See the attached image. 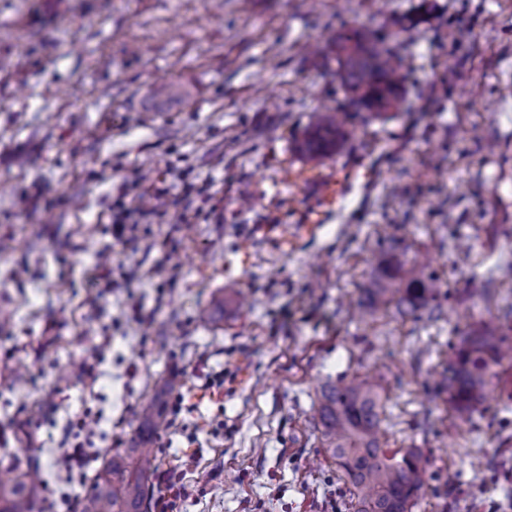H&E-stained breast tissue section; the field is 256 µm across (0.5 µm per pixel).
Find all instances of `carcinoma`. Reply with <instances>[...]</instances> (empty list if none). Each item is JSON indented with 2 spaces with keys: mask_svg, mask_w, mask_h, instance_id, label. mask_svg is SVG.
Listing matches in <instances>:
<instances>
[{
  "mask_svg": "<svg viewBox=\"0 0 512 512\" xmlns=\"http://www.w3.org/2000/svg\"><path fill=\"white\" fill-rule=\"evenodd\" d=\"M336 76L344 90L341 111L380 116L406 109L405 77L396 48L367 30L336 34ZM347 133L336 110L311 114L298 151L311 159L337 152ZM375 277L360 291V305L375 311L390 304L405 315L440 313L441 285L424 260L406 261L392 247L375 259ZM504 359L495 331L487 325L463 332L448 354L439 393L455 418L471 420L487 392L486 373ZM382 397L368 378L323 388L314 417L322 427L325 453L348 487L350 512H412L422 495L428 461L419 448L390 451L380 440ZM142 428L129 448L108 454L91 485L78 496L75 512H148L146 489L157 456L154 434L165 425L163 404L140 405ZM42 472L31 460L0 478V512H44Z\"/></svg>",
  "mask_w": 512,
  "mask_h": 512,
  "instance_id": "cac0c4a2",
  "label": "carcinoma"
}]
</instances>
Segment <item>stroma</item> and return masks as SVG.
I'll return each instance as SVG.
<instances>
[{
	"label": "stroma",
	"instance_id": "stroma-1",
	"mask_svg": "<svg viewBox=\"0 0 512 512\" xmlns=\"http://www.w3.org/2000/svg\"><path fill=\"white\" fill-rule=\"evenodd\" d=\"M343 27L398 47L411 109L353 114L345 148L309 161L311 112L344 99L321 58ZM161 83L181 96L154 101ZM330 166L352 185L304 233L279 186ZM135 182L169 201L122 245L114 203H153ZM268 221L278 236L255 235ZM397 229L431 257L441 317L350 307ZM232 281L248 305L204 321ZM4 310L0 472L39 457L56 512L98 468H54L71 419L122 450L165 381L193 406L160 433L161 468L198 490L181 512H346L313 406L353 377L383 385L385 446L429 458L412 512H512V376L467 424L427 394L467 325L512 347V0H0Z\"/></svg>",
	"mask_w": 512,
	"mask_h": 512
}]
</instances>
